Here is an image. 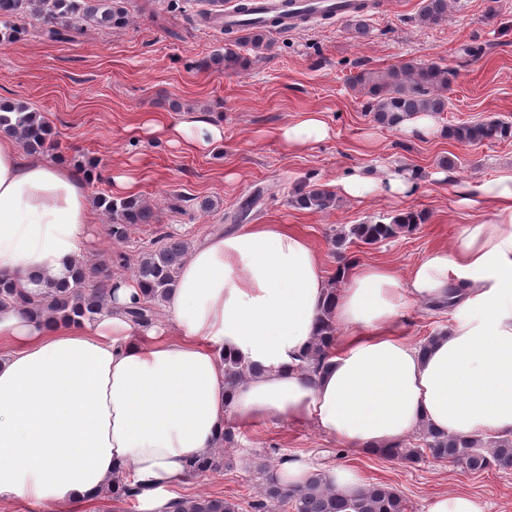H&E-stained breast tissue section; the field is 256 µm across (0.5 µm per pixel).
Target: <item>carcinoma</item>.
Masks as SVG:
<instances>
[{
    "label": "carcinoma",
    "mask_w": 512,
    "mask_h": 512,
    "mask_svg": "<svg viewBox=\"0 0 512 512\" xmlns=\"http://www.w3.org/2000/svg\"><path fill=\"white\" fill-rule=\"evenodd\" d=\"M451 0H423L419 21L437 25L448 18ZM28 19L43 25L44 34L54 40L65 39L70 25L86 23L101 28L118 29L127 25L129 17L123 0H0V23H7L0 34V45L11 43L27 33L24 26L9 24L14 19ZM240 42L256 52H269L272 42L267 31L247 28ZM248 60L231 47L212 54L214 67L236 69ZM454 72L435 63L410 60L401 68L387 72H365L353 79L364 86L372 101L369 111L379 125L400 126L407 118L423 113L438 114L448 107L446 92ZM0 133L13 137L27 153L45 154L54 150L50 130L42 112L24 101L0 103ZM450 135L462 144L493 143L512 137V124L499 119L461 124ZM290 203L299 209L325 211L336 206V195L327 189H298ZM98 205L112 216L110 236L123 241L134 224H153L155 215L150 204L139 195L98 199ZM420 211L398 213L390 222L354 224L331 237L334 248L346 243L376 245L414 231L423 222ZM188 243L167 234L151 243L137 261L134 279L140 296L132 299L125 314L134 324L148 328L154 324L157 307L161 306L177 284L178 272L188 256ZM45 291L32 294L9 278L0 277V306H12L39 318L63 314L77 321L92 323L105 309L112 279L102 267L76 263L64 282L48 281ZM336 325L329 313L318 330L311 353L302 358L299 369L308 378L319 374L330 357ZM224 378L230 387L255 372V368L232 356H223ZM382 456L398 461L415 462L423 458L448 462L471 473L489 469L512 471V436L488 438L477 434L448 435L428 426L419 427L415 442H396ZM224 466L219 452L209 453L190 466L187 476L216 472ZM145 488L122 478L107 492L114 499L136 500ZM276 504L288 505L292 512H406L405 500L393 488L376 484L362 488L350 499L340 498L323 473H312L300 486H284L276 476L265 479L262 499L254 504L255 512H270ZM173 512H239V505L223 498L197 497L177 499L170 503Z\"/></svg>",
    "instance_id": "1"
}]
</instances>
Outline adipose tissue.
<instances>
[{
    "mask_svg": "<svg viewBox=\"0 0 512 512\" xmlns=\"http://www.w3.org/2000/svg\"><path fill=\"white\" fill-rule=\"evenodd\" d=\"M320 113L277 136L297 149L325 140ZM412 181L355 174L337 185L404 199ZM483 216L458 243L407 278L386 264L355 266L336 292L346 333L307 379L327 281L319 253L284 224H248L192 248L148 329L123 314L138 288L119 283L93 323L35 320L0 309V506L18 499L70 512L114 479L146 485L160 512L188 465L220 448L228 419L244 426L313 422L347 446L382 450L428 425L449 434L512 435V171L465 189ZM90 195L58 160H27L0 135V277L41 290L82 257ZM452 304L427 347L408 341L401 312L420 301ZM257 372L224 382L223 356Z\"/></svg>",
    "mask_w": 512,
    "mask_h": 512,
    "instance_id": "adipose-tissue-1",
    "label": "adipose tissue"
}]
</instances>
